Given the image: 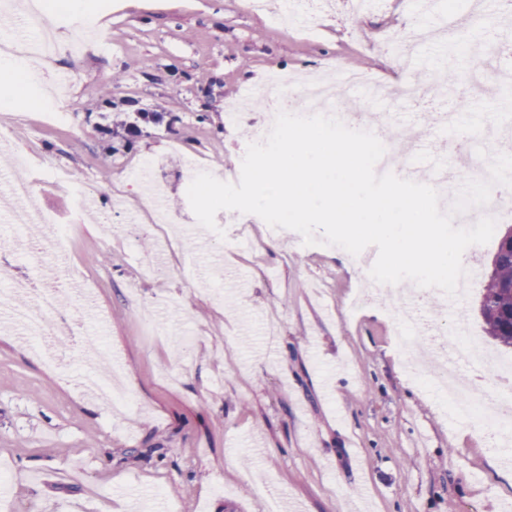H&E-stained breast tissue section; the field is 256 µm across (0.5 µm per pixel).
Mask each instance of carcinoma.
I'll return each instance as SVG.
<instances>
[{"label":"carcinoma","mask_w":512,"mask_h":512,"mask_svg":"<svg viewBox=\"0 0 512 512\" xmlns=\"http://www.w3.org/2000/svg\"><path fill=\"white\" fill-rule=\"evenodd\" d=\"M479 310L486 334L512 347V243L497 247Z\"/></svg>","instance_id":"1"}]
</instances>
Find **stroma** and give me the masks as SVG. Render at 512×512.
I'll return each instance as SVG.
<instances>
[{
    "label": "stroma",
    "mask_w": 512,
    "mask_h": 512,
    "mask_svg": "<svg viewBox=\"0 0 512 512\" xmlns=\"http://www.w3.org/2000/svg\"><path fill=\"white\" fill-rule=\"evenodd\" d=\"M286 2L85 0L101 29L79 28L66 10L54 24L57 55L29 59L39 78L26 85L27 106L11 104L0 77V216L12 206L9 182L24 179L35 206L70 228L55 258L0 245V288H16L22 305L32 287H59L68 323L54 336L61 366L49 371L0 318V471L9 474L0 512H264L258 483L286 512H512V468L501 462L512 436L488 440L429 381L411 379L414 365L429 367L430 349L414 361L400 351L396 300L355 304L376 247L358 262L235 211L219 212L212 232L186 195L191 159L238 181L236 160L265 114L229 123L225 109L276 70L374 77L389 96L356 86L343 110L377 117L406 143L389 172L463 167L441 119L468 93L470 59L512 43V17L492 9L478 19L469 0H446L466 49L448 84L446 44L406 68L398 56L415 28L438 27L430 0H373L360 15L329 0L301 29L279 23ZM406 83L428 92L404 101ZM58 85L65 123L44 114ZM486 85L482 102L512 116V54L497 56ZM161 102L170 112L139 136L99 130L106 104L132 112ZM12 156L24 166H9ZM150 158L163 224L125 177ZM496 247L475 250L467 295L425 301L421 313L431 325L465 314L481 349L512 361L479 313ZM186 261L195 276L180 274ZM243 280L246 290L233 289ZM90 367L119 370L133 409L79 390Z\"/></svg>",
    "instance_id": "stroma-1"
}]
</instances>
